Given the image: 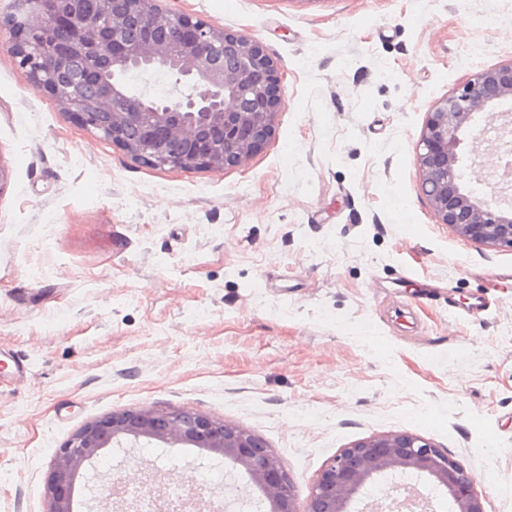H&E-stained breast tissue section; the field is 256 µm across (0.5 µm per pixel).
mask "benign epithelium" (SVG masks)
<instances>
[{"label": "benign epithelium", "instance_id": "1", "mask_svg": "<svg viewBox=\"0 0 512 512\" xmlns=\"http://www.w3.org/2000/svg\"><path fill=\"white\" fill-rule=\"evenodd\" d=\"M0 43L33 89L50 95L88 131L156 166L222 171L245 164L267 141L280 105L277 64L249 37L162 8L158 0H16L0 17ZM165 71L185 89L147 97L130 73ZM512 125V60L479 70L427 112L416 164L418 189L436 222L460 238L512 250V171H498L488 193L466 183L481 173L457 149L477 154L482 112ZM134 442L192 445L243 471L264 512H356L368 487L395 472L428 476L445 490L449 512H484L476 478L447 452L408 432L375 435L344 448L322 470L303 508L280 458L250 430L192 409L143 408L89 423L57 451L47 512H74L78 470L102 448ZM144 492L171 512L168 486Z\"/></svg>", "mask_w": 512, "mask_h": 512}]
</instances>
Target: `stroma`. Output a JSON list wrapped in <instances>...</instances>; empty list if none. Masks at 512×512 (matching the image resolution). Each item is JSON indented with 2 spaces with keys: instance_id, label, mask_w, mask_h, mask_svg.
I'll return each instance as SVG.
<instances>
[{
  "instance_id": "1",
  "label": "stroma",
  "mask_w": 512,
  "mask_h": 512,
  "mask_svg": "<svg viewBox=\"0 0 512 512\" xmlns=\"http://www.w3.org/2000/svg\"><path fill=\"white\" fill-rule=\"evenodd\" d=\"M258 42L283 100L242 166H151L34 90L0 46V512H45L85 425L193 408L264 440L305 503L341 449L409 432L512 512V250L457 237L418 190L431 106L512 59V0H161ZM483 313L465 309L475 294ZM160 478L215 456L163 448ZM130 462L99 451L74 482Z\"/></svg>"
}]
</instances>
